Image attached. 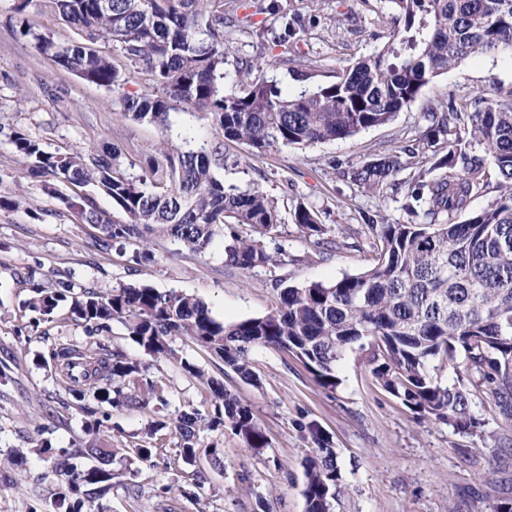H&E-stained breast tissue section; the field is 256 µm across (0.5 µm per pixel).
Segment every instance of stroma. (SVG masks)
<instances>
[{"mask_svg":"<svg viewBox=\"0 0 512 512\" xmlns=\"http://www.w3.org/2000/svg\"><path fill=\"white\" fill-rule=\"evenodd\" d=\"M298 17L302 27L282 45L263 43L259 31L277 24L269 4ZM225 14L238 25L225 29L227 76L260 57H277L265 79L299 91L335 82L339 72L388 41L393 14L387 0H224ZM56 43L79 40L78 31L47 11L14 12V0H0V363L10 368L0 383V512H53L44 473L60 449L82 448L90 441L111 444L117 456L138 444L156 446L150 462H134L112 490L88 503L89 512H305L304 461L316 449L315 437L330 439L341 471V492L334 512H494L512 502V457L500 455L503 438H512L506 420L489 396L475 398L471 410L482 420L476 433H458L447 422L420 416L383 390L371 375L367 352L347 351L336 368L335 388L318 385L293 355L258 347L251 354L253 381L241 379L209 350L177 337L179 355L223 382L227 391L249 405L264 429L268 445L246 448L227 429L201 433L197 457L179 453L181 438L168 427L147 430L159 415L207 411L211 394L205 380L185 374L176 363L140 354L124 325L112 322L102 338L112 350L139 360L146 378L163 385L165 409L156 404L112 414V429L92 434L80 411L58 381L47 358L58 344L85 345L87 335L68 306L51 321L33 328L22 308L33 284L62 282L74 291L106 292L119 284L147 283L175 289L205 301L212 316L237 322L274 312L278 280L291 284L332 282L371 268L370 247L347 248L324 259L306 258V247L291 210L303 201L316 211L333 235H368L365 219L408 223L398 203L362 191L344 179L348 166L378 157L402 145L423 126L429 108L512 85V59L471 57L434 78L417 100L393 122L333 143L306 148L281 147L249 158L246 145L225 141L222 130L199 112H173L167 126L120 116V95L153 90L151 75L132 70L120 52L112 59L128 80L120 92L97 87L60 69L41 55L20 25ZM192 129L200 142L220 147L227 163L250 159L236 173L240 184L259 186L274 198L286 234L281 243L289 260L244 273L224 264L223 234L206 253L195 254L179 242L159 237L151 244L153 260L133 263L130 250L101 255L95 229L81 223L64 197L72 186L31 175L14 153L10 136L20 131L50 151L75 146L118 145L136 156ZM52 453H41V444ZM493 484H486V473Z\"/></svg>","mask_w":512,"mask_h":512,"instance_id":"35a3bbf8","label":"stroma"}]
</instances>
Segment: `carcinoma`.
Returning a JSON list of instances; mask_svg holds the SVG:
<instances>
[{
	"label": "carcinoma",
	"mask_w": 512,
	"mask_h": 512,
	"mask_svg": "<svg viewBox=\"0 0 512 512\" xmlns=\"http://www.w3.org/2000/svg\"><path fill=\"white\" fill-rule=\"evenodd\" d=\"M16 0L14 10H48L69 23L82 41L58 45L26 26L20 33L55 66L98 87L116 90L126 77L112 56L92 47L103 41L136 69L151 74L159 91L120 97L124 114L137 121L168 125L181 106L205 114L224 139L246 145L251 156L280 146L309 147L389 124L435 77L470 57L512 56V0H387L395 11L387 45L342 70L338 80L290 93L253 75L272 62L260 59L237 71V86H224V0ZM414 143L350 168L346 176L371 194H402L408 224L369 223L377 252L374 266L324 283L280 281V306L262 317L220 322L197 297L160 291L148 284H119L107 292L70 287L32 288L27 307L48 321L63 302L73 320L93 337L122 323L146 355L166 358L191 377L206 379L211 411L181 412L174 427L180 454L197 455L205 430L227 428L254 450L267 444L252 410L220 381L182 359L171 342L186 336L218 355L224 365L250 381L251 352L285 350L302 360L324 389L336 387V366L344 353L369 343L371 373L388 393L412 411L448 421L474 433L482 421L471 403L485 387L512 418V87L493 96H474L447 111L426 116ZM484 156L470 155L473 144ZM16 156L33 175L90 187L126 215L115 219L88 195L68 199L84 224L100 231L96 247L110 253L135 246L134 263L150 258L155 237H170L202 254L226 224L250 228L230 232L224 263L250 272L288 255L283 245L269 251L284 224L272 197L258 188L226 184L218 170L224 154L185 137L162 142L149 154L128 157L110 150L75 146L48 151L15 132ZM409 177L398 178L403 170ZM496 195L468 212L476 197ZM297 232L318 255L328 250V229L316 213L295 205ZM76 406L94 416L90 428H112V409L160 398L157 386L141 377L138 363L112 351L102 340L83 348L51 352ZM448 363L455 378L439 376L436 362ZM96 407H88L87 401ZM306 459L302 491L306 512H331L341 488V472L331 442L316 438ZM87 455L93 465L72 459ZM112 448L90 444L60 450L43 479L61 488L57 512H82L84 501L112 489L116 478Z\"/></svg>",
	"instance_id": "carcinoma-1"
}]
</instances>
